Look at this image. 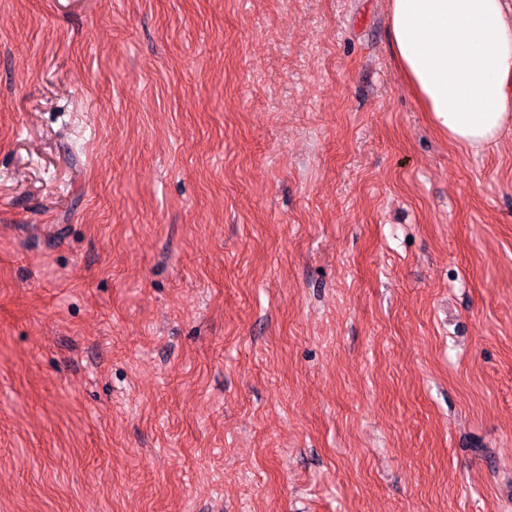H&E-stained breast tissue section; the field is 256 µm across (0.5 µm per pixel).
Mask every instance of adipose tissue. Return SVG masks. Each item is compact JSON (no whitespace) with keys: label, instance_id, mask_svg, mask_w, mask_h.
<instances>
[{"label":"adipose tissue","instance_id":"obj_1","mask_svg":"<svg viewBox=\"0 0 512 512\" xmlns=\"http://www.w3.org/2000/svg\"><path fill=\"white\" fill-rule=\"evenodd\" d=\"M392 53L417 101L472 151L512 123V15L502 0H388Z\"/></svg>","mask_w":512,"mask_h":512}]
</instances>
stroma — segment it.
I'll use <instances>...</instances> for the list:
<instances>
[{"mask_svg": "<svg viewBox=\"0 0 512 512\" xmlns=\"http://www.w3.org/2000/svg\"><path fill=\"white\" fill-rule=\"evenodd\" d=\"M0 512H512V126L387 0H0Z\"/></svg>", "mask_w": 512, "mask_h": 512, "instance_id": "1", "label": "stroma"}]
</instances>
